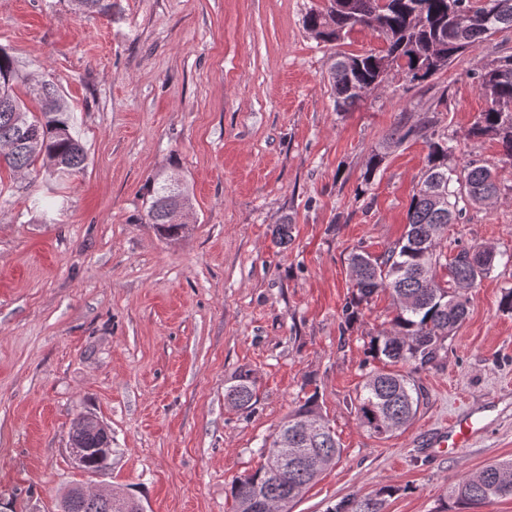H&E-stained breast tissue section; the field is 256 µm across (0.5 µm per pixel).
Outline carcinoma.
<instances>
[{"label":"carcinoma","instance_id":"1","mask_svg":"<svg viewBox=\"0 0 512 512\" xmlns=\"http://www.w3.org/2000/svg\"><path fill=\"white\" fill-rule=\"evenodd\" d=\"M82 13L114 15L118 0H71ZM314 38L334 42L357 27H367L384 39L377 53L343 55L332 66L336 110L345 111L382 82L385 64L392 62L409 81L428 79L443 70L463 52L489 37L512 31V0H326L323 8L304 19ZM18 73L12 57L0 50V164L16 172L29 171L42 163L53 173L73 174L83 170L86 153L72 134V116L55 86L37 80L25 94L38 105L32 111L15 92ZM478 88L488 106L468 131V136H494L506 156L512 158V55L500 56L477 75ZM428 164L419 180L408 210L402 237L383 254L353 252L349 267L356 273L352 299L345 309L355 318L359 306L380 291L390 293L394 316L391 328L370 337L367 354L390 364L424 367L446 348L467 317L472 290L498 263L489 248L474 246L459 250L442 261L444 233L462 212L459 205H482L498 196L497 178L483 166L471 165L464 178L448 173L451 146L448 136L436 131L427 137ZM186 189L166 178L149 184L146 193V223L163 238L177 239L185 225L174 222L173 213L189 206ZM228 402L247 410L257 400L251 370L234 377L226 390ZM359 425L372 436H387L409 426L415 419L421 393L409 372L370 371L356 397ZM302 421L316 424L305 436L295 427ZM81 448H98L102 436L95 428L75 436ZM342 453L329 420L322 413L318 392L288 413L267 447L265 462L231 486L235 512H257L266 500L275 512H290V505ZM394 489L371 496L344 498L332 512H383ZM449 496L469 507L512 498V460L487 465L479 474L467 476L449 488ZM70 512H120L107 500L73 503Z\"/></svg>","mask_w":512,"mask_h":512}]
</instances>
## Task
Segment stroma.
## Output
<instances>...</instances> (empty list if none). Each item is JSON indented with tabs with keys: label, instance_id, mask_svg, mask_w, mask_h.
<instances>
[{
	"label": "stroma",
	"instance_id": "1",
	"mask_svg": "<svg viewBox=\"0 0 512 512\" xmlns=\"http://www.w3.org/2000/svg\"><path fill=\"white\" fill-rule=\"evenodd\" d=\"M323 5L121 0L106 18L70 0H0V48L22 74L54 81L87 153L71 176L0 168V501L13 512H52L81 480L68 433L87 411L112 429L100 484L132 490L148 512H233L230 488L263 463L262 439L313 393L342 454L291 512L388 487L385 512H457L451 484L512 458V313L499 308L512 262L481 281L446 349L414 371L419 411L388 438L364 431L355 405L382 365L366 348L388 328L391 298L345 315L349 254H381L404 232L427 164L423 130L447 134L455 174L473 162L499 181L497 200L449 225L444 254L512 253V159L469 134L487 107L476 74L512 54V34L340 112L332 63L382 41L370 29L313 38L304 18ZM161 171L192 197L175 241L145 222ZM39 196L56 203L52 223ZM284 221L281 246L272 231ZM243 369L257 383L247 411L225 400ZM465 404L484 429L460 454H431L427 437Z\"/></svg>",
	"mask_w": 512,
	"mask_h": 512
}]
</instances>
